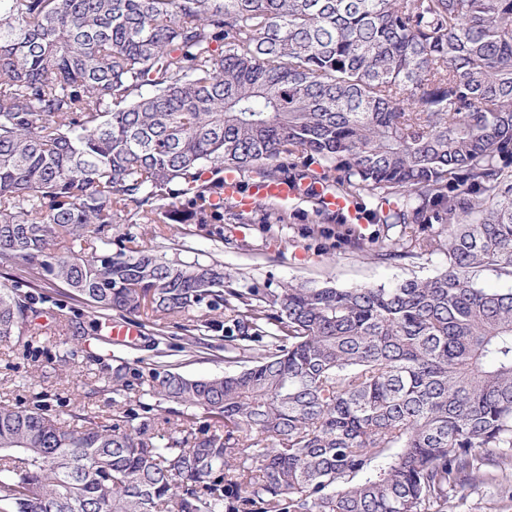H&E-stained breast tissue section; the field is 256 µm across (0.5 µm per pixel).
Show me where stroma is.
Masks as SVG:
<instances>
[{"label": "stroma", "mask_w": 512, "mask_h": 512, "mask_svg": "<svg viewBox=\"0 0 512 512\" xmlns=\"http://www.w3.org/2000/svg\"><path fill=\"white\" fill-rule=\"evenodd\" d=\"M217 210L206 223L193 218L187 198L176 206L187 220L182 224H134L129 217L104 225L102 236L112 251H120L127 234H136L143 245L153 247L167 262H218L230 273L231 287L241 291L256 288L277 292L287 284L330 283L340 288L393 286L410 278L432 277L444 259L380 260L375 255L384 228L379 224H335L329 214L318 213L304 199L289 205L264 200L243 212L223 192L213 197ZM362 239L364 249H353L351 238ZM0 284L32 296L43 316L52 324L50 334L22 336L0 342V403L21 409L47 405L61 420L79 414L94 421L113 412L109 372L117 360L130 363L157 362L163 368L205 378L234 371L224 360L223 312H215L216 323L207 326L200 311L172 318L162 337L148 329L128 343L113 342L108 335L117 313L96 312L73 297L63 283L42 276L30 282L21 269L0 271ZM198 328L200 344L185 345L184 326ZM81 345L69 362H61L63 350ZM447 512H512V481L470 483L448 493Z\"/></svg>", "instance_id": "1"}]
</instances>
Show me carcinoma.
Masks as SVG:
<instances>
[{"mask_svg":"<svg viewBox=\"0 0 512 512\" xmlns=\"http://www.w3.org/2000/svg\"><path fill=\"white\" fill-rule=\"evenodd\" d=\"M246 168L363 204L384 259L445 266L254 303L132 236L85 252L132 205L207 218L205 174ZM18 261L159 333L222 308L242 367L155 374L164 444L133 425L126 361L105 422L0 404V512H442L512 463V289L481 284L512 281V0H0V267ZM35 315L0 285L1 342L41 335Z\"/></svg>","mask_w":512,"mask_h":512,"instance_id":"carcinoma-1","label":"carcinoma"}]
</instances>
